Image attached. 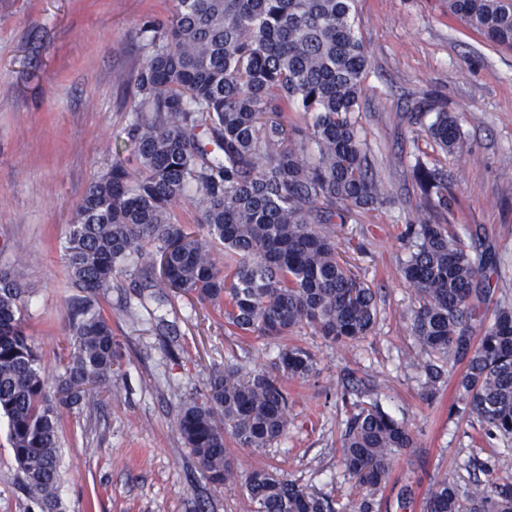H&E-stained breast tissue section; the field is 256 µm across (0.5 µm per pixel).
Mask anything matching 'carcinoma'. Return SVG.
<instances>
[{"label": "carcinoma", "mask_w": 512, "mask_h": 512, "mask_svg": "<svg viewBox=\"0 0 512 512\" xmlns=\"http://www.w3.org/2000/svg\"><path fill=\"white\" fill-rule=\"evenodd\" d=\"M448 13L512 51V0H446ZM146 60L126 138L136 162L117 160L93 181L63 245L68 312L63 372L48 390L42 356L24 330L28 289L0 271V416L18 482L39 512H60L63 412L97 404L120 369V342L99 301L134 273L139 297L169 304L193 295L243 334L284 340L310 329L347 345L370 334L376 293L357 281L324 224H345L389 197L373 173L360 111L366 53L354 0H174L165 21L142 28ZM293 108L306 119L288 117ZM427 133L462 153L457 117L435 113ZM317 147L310 161L309 143ZM423 209L407 227L401 268L417 307L410 333L425 354L426 399L453 370L462 413L487 437L512 442V307L493 301L487 271L496 255L462 243L435 213L451 209L445 174L414 169ZM197 211L190 228L175 219ZM318 375L311 352L288 346L274 367L208 372L179 409L176 428L216 489L235 482L227 441L270 447L288 429V379ZM342 440L356 512H378L397 455L416 447L404 421L379 404L355 405ZM249 512H342L328 494L268 469L241 480ZM406 480L387 508L414 512ZM423 512H512V482L446 477L432 483Z\"/></svg>", "instance_id": "cac0c4a2"}]
</instances>
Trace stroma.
Here are the masks:
<instances>
[{
  "label": "stroma",
  "mask_w": 512,
  "mask_h": 512,
  "mask_svg": "<svg viewBox=\"0 0 512 512\" xmlns=\"http://www.w3.org/2000/svg\"><path fill=\"white\" fill-rule=\"evenodd\" d=\"M171 8L172 0H0V268L32 290L27 332L51 379L62 368L71 296L61 245L90 183L133 151L125 132L145 59L140 26ZM355 15L367 56L358 121L393 200L331 230L376 292L378 320L346 346L308 329L294 337L318 376L289 381L278 443L234 451L239 474L264 466L347 506L357 490L340 445L355 404L379 402L413 431L417 446L397 456L389 480L415 477L420 499L433 479L465 476L470 457L488 460L502 446L485 440L476 418L453 412L456 377L433 400L423 395L424 355L408 329L416 301L398 270L406 227L424 216L416 163L447 171L455 203L440 220L465 243L480 231L498 257L495 295L512 303V51L449 16L444 0H355ZM418 101L458 115L465 154L429 139L433 114L410 125ZM120 282L103 307L123 345L121 375L96 409L69 410L60 427L63 512H245L238 486L208 484L176 417L211 368H270L282 342L229 334L213 309L186 296L140 306L131 277ZM28 508L0 419V512Z\"/></svg>",
  "instance_id": "1"
}]
</instances>
